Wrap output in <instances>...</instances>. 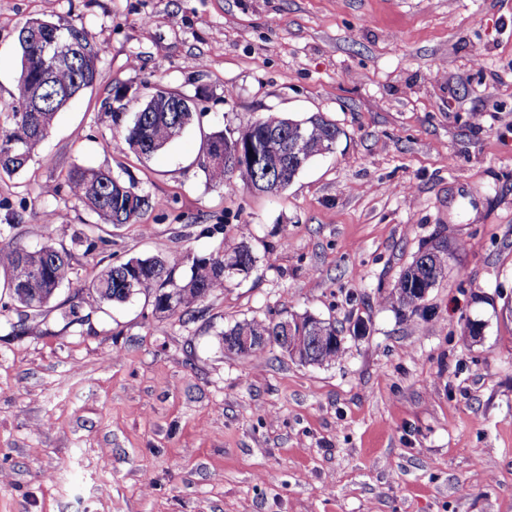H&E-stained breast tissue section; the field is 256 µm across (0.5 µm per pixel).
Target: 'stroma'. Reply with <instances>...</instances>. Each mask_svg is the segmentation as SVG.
I'll use <instances>...</instances> for the list:
<instances>
[{
    "label": "stroma",
    "instance_id": "1",
    "mask_svg": "<svg viewBox=\"0 0 512 512\" xmlns=\"http://www.w3.org/2000/svg\"><path fill=\"white\" fill-rule=\"evenodd\" d=\"M33 17L105 48L0 178V240L74 254L55 303L133 257L244 241L258 262L190 318L141 296L24 336L0 287V512H512V0H0V107ZM118 83L127 113L161 86L197 117L140 157L101 106ZM272 113L323 115L334 151L275 196L207 183L204 137ZM76 167L128 171L153 208L101 223ZM439 239L444 277L402 317L386 296ZM305 313L342 326L340 359L224 349L237 321Z\"/></svg>",
    "mask_w": 512,
    "mask_h": 512
}]
</instances>
